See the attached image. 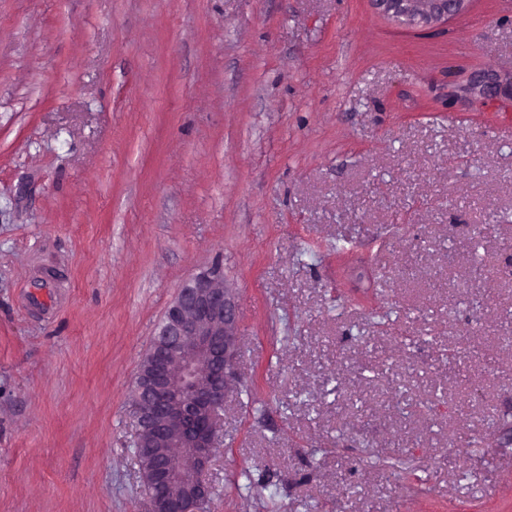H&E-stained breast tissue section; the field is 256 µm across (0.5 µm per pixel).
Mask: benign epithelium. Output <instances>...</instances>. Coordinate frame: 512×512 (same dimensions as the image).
<instances>
[{
	"mask_svg": "<svg viewBox=\"0 0 512 512\" xmlns=\"http://www.w3.org/2000/svg\"><path fill=\"white\" fill-rule=\"evenodd\" d=\"M391 18L432 25L448 20L467 0H374ZM237 305L215 264L185 280L167 307L136 378L137 460L151 489L148 512H197L210 499L205 475L224 435V393L233 375ZM183 351L178 368L165 362ZM156 434L187 450L179 465L153 447Z\"/></svg>",
	"mask_w": 512,
	"mask_h": 512,
	"instance_id": "obj_1",
	"label": "benign epithelium"
}]
</instances>
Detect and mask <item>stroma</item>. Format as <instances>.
<instances>
[{
	"instance_id": "stroma-1",
	"label": "stroma",
	"mask_w": 512,
	"mask_h": 512,
	"mask_svg": "<svg viewBox=\"0 0 512 512\" xmlns=\"http://www.w3.org/2000/svg\"><path fill=\"white\" fill-rule=\"evenodd\" d=\"M511 83L512 0H0V512H146L131 390L215 263L209 512H512ZM391 18H405L410 24L432 25L448 21V15L462 9L469 0H374Z\"/></svg>"
}]
</instances>
